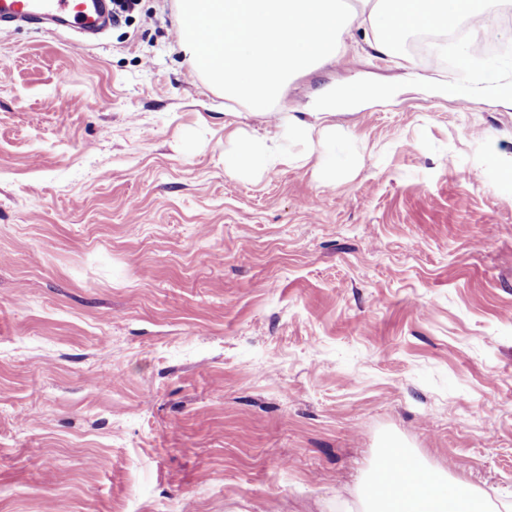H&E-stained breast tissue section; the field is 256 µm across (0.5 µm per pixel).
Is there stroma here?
<instances>
[{
  "instance_id": "35a3bbf8",
  "label": "stroma",
  "mask_w": 512,
  "mask_h": 512,
  "mask_svg": "<svg viewBox=\"0 0 512 512\" xmlns=\"http://www.w3.org/2000/svg\"><path fill=\"white\" fill-rule=\"evenodd\" d=\"M176 0L94 41L0 26V512H345L385 448L512 501V105L354 28L336 182L230 175L270 126ZM512 64V0L491 7Z\"/></svg>"
}]
</instances>
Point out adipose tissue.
I'll use <instances>...</instances> for the list:
<instances>
[{
	"instance_id": "1",
	"label": "adipose tissue",
	"mask_w": 512,
	"mask_h": 512,
	"mask_svg": "<svg viewBox=\"0 0 512 512\" xmlns=\"http://www.w3.org/2000/svg\"><path fill=\"white\" fill-rule=\"evenodd\" d=\"M367 23L374 46L392 53L402 31L467 25L474 35L500 38L501 30L486 0H178L175 22L180 46L225 98H245L272 133L236 140L224 154L233 173H268L291 162L325 169L336 164V142L344 138L333 111L337 102L355 103L369 94L353 85L340 99H328L320 112H277L273 103L295 76L333 60L355 21ZM409 483L378 495L366 477L365 512H490L475 490L450 483L447 472L415 462L406 449L396 451Z\"/></svg>"
}]
</instances>
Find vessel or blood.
Segmentation results:
<instances>
[{
  "instance_id": "vessel-or-blood-1",
  "label": "vessel or blood",
  "mask_w": 512,
  "mask_h": 512,
  "mask_svg": "<svg viewBox=\"0 0 512 512\" xmlns=\"http://www.w3.org/2000/svg\"><path fill=\"white\" fill-rule=\"evenodd\" d=\"M112 19V0H0V22L54 24L95 34Z\"/></svg>"
}]
</instances>
